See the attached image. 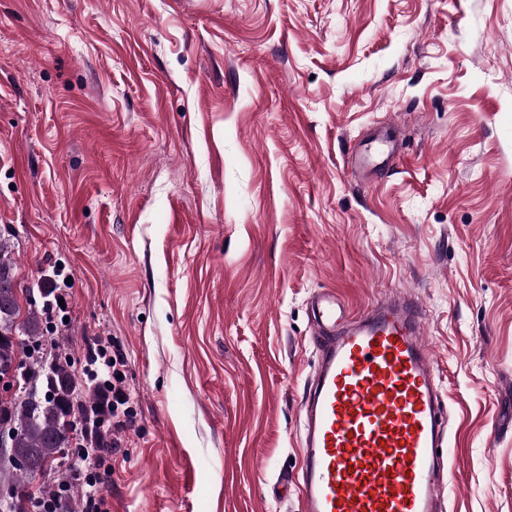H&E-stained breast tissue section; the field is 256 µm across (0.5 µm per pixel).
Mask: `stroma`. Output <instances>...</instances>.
<instances>
[{
  "instance_id": "35a3bbf8",
  "label": "stroma",
  "mask_w": 512,
  "mask_h": 512,
  "mask_svg": "<svg viewBox=\"0 0 512 512\" xmlns=\"http://www.w3.org/2000/svg\"><path fill=\"white\" fill-rule=\"evenodd\" d=\"M0 235L126 357L108 512H303L320 289L418 300L445 512H512V0H0ZM369 143L372 146H367L361 155V162L367 166L384 164L397 148V143L388 136L374 137Z\"/></svg>"
}]
</instances>
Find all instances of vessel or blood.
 Wrapping results in <instances>:
<instances>
[{"mask_svg":"<svg viewBox=\"0 0 512 512\" xmlns=\"http://www.w3.org/2000/svg\"><path fill=\"white\" fill-rule=\"evenodd\" d=\"M396 148L373 138L361 161L382 165ZM310 305L317 363L295 481L304 512H440L446 418L417 304L388 297L352 319L323 290Z\"/></svg>","mask_w":512,"mask_h":512,"instance_id":"vessel-or-blood-1","label":"vessel or blood"}]
</instances>
